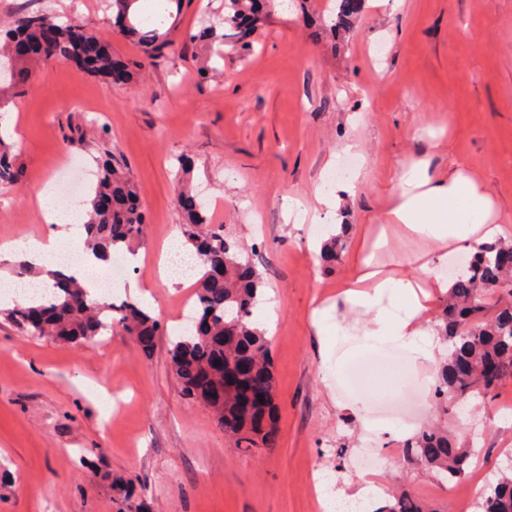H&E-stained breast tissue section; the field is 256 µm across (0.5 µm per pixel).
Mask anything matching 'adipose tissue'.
<instances>
[{
    "label": "adipose tissue",
    "instance_id": "obj_1",
    "mask_svg": "<svg viewBox=\"0 0 512 512\" xmlns=\"http://www.w3.org/2000/svg\"><path fill=\"white\" fill-rule=\"evenodd\" d=\"M383 222L396 225L424 241L432 252L447 248L476 252L501 234L497 203L488 187L463 166L436 172L426 158L418 157L398 175ZM37 203L49 231L39 238L0 244V263L21 261L41 269V282L52 284L53 273L70 268L84 282L90 300L104 302L106 291L95 281L106 262L84 248L78 235L79 214L70 204L41 191ZM450 283L422 266L420 274L385 273L373 269L370 258L359 257L356 267L341 285L340 301L373 313V336L396 347L431 356L433 341L425 328L433 295L447 293Z\"/></svg>",
    "mask_w": 512,
    "mask_h": 512
}]
</instances>
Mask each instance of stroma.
<instances>
[{"label":"stroma","mask_w":512,"mask_h":512,"mask_svg":"<svg viewBox=\"0 0 512 512\" xmlns=\"http://www.w3.org/2000/svg\"><path fill=\"white\" fill-rule=\"evenodd\" d=\"M209 0H167L163 29L174 52L147 58L114 26L104 0H0V29L51 7L133 62L129 82L115 84L69 61L47 60L27 92L0 105V139L16 157L14 184L0 186V241L43 233L35 197L62 168L93 166L104 156L124 165L149 224L139 250H167L183 222L174 177L180 158L209 204L213 223L250 247L274 304L270 333L277 390L275 447H233L209 410L180 393L169 356L171 327L181 320L183 287H168L141 267L133 279L153 283L165 326L151 351L121 330L82 345L27 335L0 315V512H326L319 478L352 492L361 483L400 489L450 512L443 485L409 464L406 436L418 410L381 417L361 387L341 392L335 365L365 359L370 371L412 363L393 397L431 389L446 345L434 359L411 357L392 343L356 331L321 345L311 322L353 271L358 252L375 268L401 269L406 257L447 275L421 241L392 230L385 244L365 240L378 227L397 174L415 156L434 170L476 172L500 207L503 240H512V0H364L348 29L331 34L334 0H273L243 59L232 46L204 75L196 59L210 42L184 44ZM353 144L364 164L358 189L341 212L349 226L336 269H324L313 238L326 222L298 223L289 200L312 210ZM97 386L121 391L126 406L104 416ZM459 446L480 449L465 488L493 479L512 456V378L488 404L470 400L448 416ZM370 437L377 469L357 464ZM133 488L124 499L115 487Z\"/></svg>","instance_id":"1"}]
</instances>
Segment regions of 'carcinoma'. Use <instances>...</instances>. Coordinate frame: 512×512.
<instances>
[{
	"instance_id": "obj_1",
	"label": "carcinoma",
	"mask_w": 512,
	"mask_h": 512,
	"mask_svg": "<svg viewBox=\"0 0 512 512\" xmlns=\"http://www.w3.org/2000/svg\"><path fill=\"white\" fill-rule=\"evenodd\" d=\"M136 0H109L118 27L146 49L154 59L173 50L174 41L159 29L143 31L132 23L130 13ZM258 0H221L215 10H206L199 33L187 32L185 40L193 41L207 35L221 42L228 40L244 54L253 50L251 37L265 21L267 11L257 7ZM52 24L57 40L47 50V57L66 59L80 44H91L101 38L76 22H55L43 12L24 16L12 29L14 37L0 41V95L23 94L29 79V61L15 56L14 46L20 43L37 45L46 24ZM189 166L180 167L177 197L194 199L197 206L184 210L181 231L189 254L200 260L202 269L195 275L196 301L192 328L171 342V351L184 359L173 365V371L189 399L206 401L207 387L220 382V374H212L209 386L199 382L204 366L215 356L224 357V368L244 367L256 373L259 382L270 394L267 405L275 415L276 385L271 370V340L266 331L254 322V309L261 274L243 259L237 241L224 233L223 225L208 223L204 203L190 185ZM96 181L81 200L85 220L83 229L87 246L109 261L112 254L132 252L147 234L146 214L142 210L134 185L121 166L106 159L99 164ZM16 179L12 149L0 139V184ZM344 234L333 235L321 244L323 262L333 265L341 260ZM512 252V242L496 241L469 258L463 273L453 278L448 298L437 316L436 332L443 341H451L452 351L440 367L433 390L435 409L448 413V406L458 407L471 399L483 402L495 396L502 381L512 377V267L501 264V257ZM37 305L17 304L10 316L30 336H64L71 343L90 341L112 331L119 325L130 336L153 330L163 331L159 319L137 304L122 301L97 304L87 299V292L74 275L57 274L54 288L46 295H32ZM55 311V320L46 326L29 319L39 309ZM499 368L496 382L482 377L485 364ZM216 425L234 440L236 448L252 452L273 448L278 441L277 427L260 436L246 428V413L238 406L236 396L228 394L224 404L212 407ZM404 454L438 482L459 483L466 477L469 459L478 454L475 448L454 446L448 428L426 425L404 443ZM393 503L382 512H428L419 499L406 493L391 494ZM512 466L496 474V483L479 494L476 506L482 512H512Z\"/></svg>"
}]
</instances>
